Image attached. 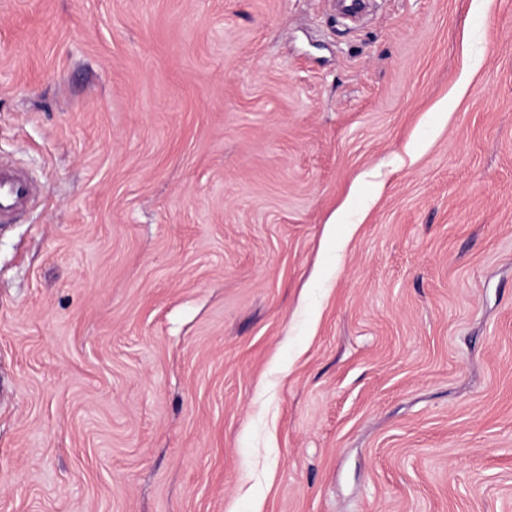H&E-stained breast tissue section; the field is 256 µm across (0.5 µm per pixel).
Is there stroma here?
<instances>
[{
  "label": "stroma",
  "mask_w": 512,
  "mask_h": 512,
  "mask_svg": "<svg viewBox=\"0 0 512 512\" xmlns=\"http://www.w3.org/2000/svg\"><path fill=\"white\" fill-rule=\"evenodd\" d=\"M0 157V512H512V0H0ZM39 187L29 174L0 159V224H13L27 210Z\"/></svg>",
  "instance_id": "35a3bbf8"
}]
</instances>
